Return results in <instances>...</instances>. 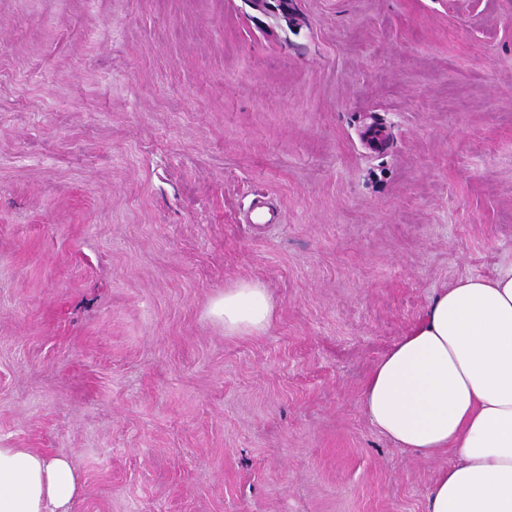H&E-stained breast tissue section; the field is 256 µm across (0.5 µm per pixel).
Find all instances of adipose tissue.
<instances>
[{
  "label": "adipose tissue",
  "mask_w": 512,
  "mask_h": 512,
  "mask_svg": "<svg viewBox=\"0 0 512 512\" xmlns=\"http://www.w3.org/2000/svg\"><path fill=\"white\" fill-rule=\"evenodd\" d=\"M273 311L267 289L248 280L211 307L228 336L265 333ZM361 407L398 447L453 454L427 512H512V260L441 288L377 361ZM77 492L68 460L0 447V512H70Z\"/></svg>",
  "instance_id": "1"
}]
</instances>
